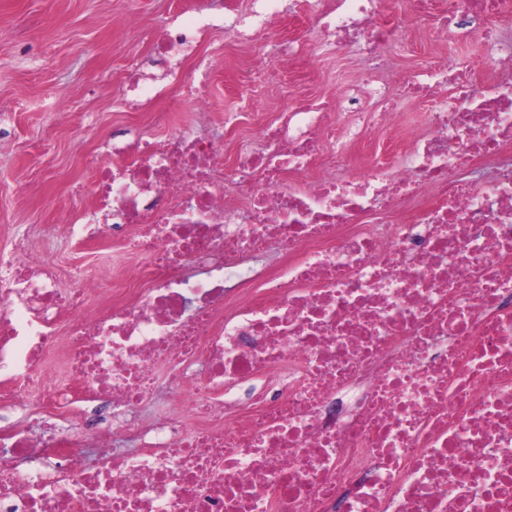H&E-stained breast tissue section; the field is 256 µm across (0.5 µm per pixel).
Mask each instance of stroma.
Returning <instances> with one entry per match:
<instances>
[{
  "label": "stroma",
  "mask_w": 512,
  "mask_h": 512,
  "mask_svg": "<svg viewBox=\"0 0 512 512\" xmlns=\"http://www.w3.org/2000/svg\"><path fill=\"white\" fill-rule=\"evenodd\" d=\"M138 24L123 29L126 14ZM172 13V0H0V246L15 225L27 226L45 259L54 263L66 287H73L75 266L111 264L119 240L77 246L60 237L66 220L87 222L88 204L72 205L71 187L88 183L86 160L104 149L113 128L125 121L119 77L131 56L146 55L142 33L158 28ZM204 51L221 49L224 70L213 90L208 114L199 116L202 132L215 128L214 113L233 110L240 94L236 70L241 49L216 30L202 37ZM482 50L477 32L449 35L440 44L414 38L393 55L409 76L429 52L455 64ZM361 56L309 61L294 77L291 90L339 97L351 94L349 74L367 68Z\"/></svg>",
  "instance_id": "35a3bbf8"
}]
</instances>
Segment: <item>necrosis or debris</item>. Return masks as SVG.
I'll return each instance as SVG.
<instances>
[{
  "mask_svg": "<svg viewBox=\"0 0 512 512\" xmlns=\"http://www.w3.org/2000/svg\"><path fill=\"white\" fill-rule=\"evenodd\" d=\"M176 4L123 85L150 131H113L94 221L59 226L120 230L125 287L104 264L63 287L19 225L0 251V512H512V0H303L301 41L279 0ZM421 23L479 29L491 70L431 55L396 81L382 52ZM190 27L280 45L215 135ZM353 52L362 97L290 95L295 62Z\"/></svg>",
  "mask_w": 512,
  "mask_h": 512,
  "instance_id": "necrosis-or-debris-1",
  "label": "necrosis or debris"
}]
</instances>
